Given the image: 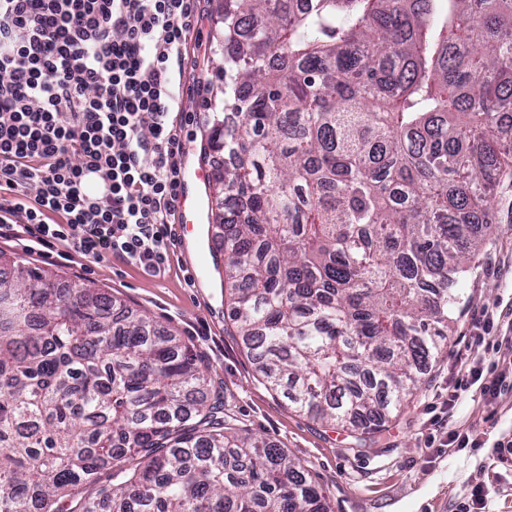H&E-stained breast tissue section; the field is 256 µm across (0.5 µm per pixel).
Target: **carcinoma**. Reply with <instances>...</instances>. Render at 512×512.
Masks as SVG:
<instances>
[{
  "instance_id": "carcinoma-1",
  "label": "carcinoma",
  "mask_w": 512,
  "mask_h": 512,
  "mask_svg": "<svg viewBox=\"0 0 512 512\" xmlns=\"http://www.w3.org/2000/svg\"><path fill=\"white\" fill-rule=\"evenodd\" d=\"M229 319L268 390L363 434L448 345L512 140V0H219ZM0 279V512H331L196 354L110 293Z\"/></svg>"
}]
</instances>
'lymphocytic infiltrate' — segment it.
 <instances>
[{"mask_svg":"<svg viewBox=\"0 0 512 512\" xmlns=\"http://www.w3.org/2000/svg\"><path fill=\"white\" fill-rule=\"evenodd\" d=\"M193 2L0 0V239L48 264L170 267L183 155L173 76ZM87 170L104 193L84 192Z\"/></svg>","mask_w":512,"mask_h":512,"instance_id":"lymphocytic-infiltrate-1","label":"lymphocytic infiltrate"}]
</instances>
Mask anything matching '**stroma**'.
I'll return each mask as SVG.
<instances>
[{"instance_id":"1","label":"stroma","mask_w":512,"mask_h":512,"mask_svg":"<svg viewBox=\"0 0 512 512\" xmlns=\"http://www.w3.org/2000/svg\"><path fill=\"white\" fill-rule=\"evenodd\" d=\"M216 0H196L199 18L181 83L183 171L198 163L219 169L224 156L204 158L211 128L207 104L222 100L214 78L222 62L224 26ZM493 232L482 244L469 272L460 277L453 307L452 339L432 364L409 405L386 423L365 446L346 429L322 425L298 413L285 398L274 397L256 378L255 365L227 320L228 301L217 264L223 257L224 230L210 226V246L177 242L164 275L145 276L136 267L103 260L80 266L44 265L19 241H0V251L45 269L58 280H77L120 298L128 309L147 315L154 326L177 334L197 355L224 403L249 432L287 449L306 468V477L326 497L332 512H512V457L500 460L495 445L512 439V373L497 399L480 393L496 374L491 348L470 344L472 324L493 320L492 335L512 337V168H505L491 198ZM204 264L202 285L187 281V271ZM483 370L471 381L466 367ZM457 392L447 407L449 392ZM468 432L467 445L449 443L452 431Z\"/></svg>"}]
</instances>
